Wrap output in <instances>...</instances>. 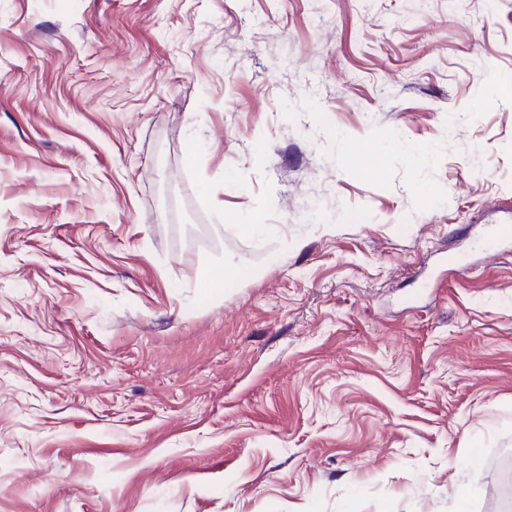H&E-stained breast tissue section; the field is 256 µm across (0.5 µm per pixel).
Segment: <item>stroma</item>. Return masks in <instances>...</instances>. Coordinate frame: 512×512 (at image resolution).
Listing matches in <instances>:
<instances>
[{
    "label": "stroma",
    "mask_w": 512,
    "mask_h": 512,
    "mask_svg": "<svg viewBox=\"0 0 512 512\" xmlns=\"http://www.w3.org/2000/svg\"><path fill=\"white\" fill-rule=\"evenodd\" d=\"M509 76L512 0H0V512H500Z\"/></svg>",
    "instance_id": "stroma-1"
}]
</instances>
